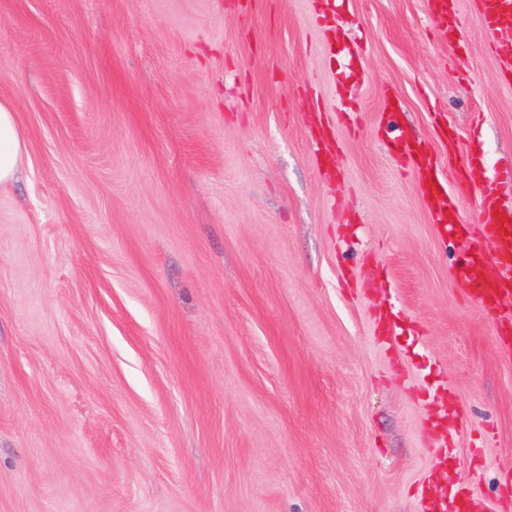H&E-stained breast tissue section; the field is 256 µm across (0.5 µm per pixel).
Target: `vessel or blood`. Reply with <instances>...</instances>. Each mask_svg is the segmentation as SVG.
<instances>
[{
	"instance_id": "b4317fda",
	"label": "vessel or blood",
	"mask_w": 512,
	"mask_h": 512,
	"mask_svg": "<svg viewBox=\"0 0 512 512\" xmlns=\"http://www.w3.org/2000/svg\"><path fill=\"white\" fill-rule=\"evenodd\" d=\"M433 17L445 30L458 29L462 18L456 0H433ZM483 26L494 40L512 42V0H483ZM412 174L422 184L434 223L459 226V201L477 194L479 231L466 242V269L460 278L469 298L479 303L496 321L503 324L502 341L497 346L500 357L512 359V207L501 203L493 190L475 189L472 183L460 182L447 188L438 179L434 160L423 145H409ZM493 265L495 274L485 272ZM425 512H488L486 501L467 491L453 499L427 494Z\"/></svg>"
}]
</instances>
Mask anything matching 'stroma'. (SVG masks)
Listing matches in <instances>:
<instances>
[{
    "instance_id": "1",
    "label": "stroma",
    "mask_w": 512,
    "mask_h": 512,
    "mask_svg": "<svg viewBox=\"0 0 512 512\" xmlns=\"http://www.w3.org/2000/svg\"><path fill=\"white\" fill-rule=\"evenodd\" d=\"M459 6L0 0V512H512V361L397 148L512 204ZM433 17L437 25L445 30H457L463 18L457 11L456 0H434ZM15 112L13 101L0 98V188L17 178L26 154ZM424 511L426 512H488L486 501L467 491L461 490L452 500L441 494L428 493L425 496Z\"/></svg>"
}]
</instances>
